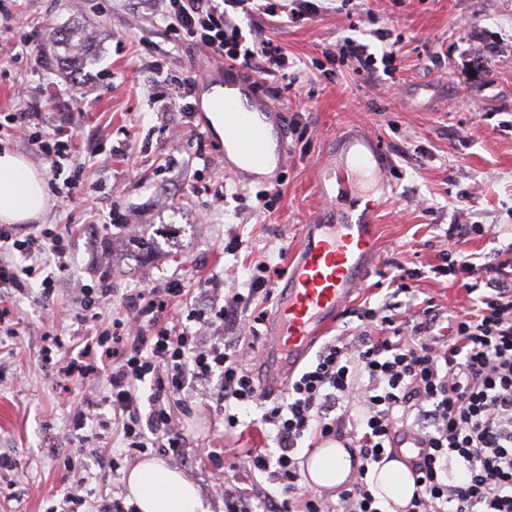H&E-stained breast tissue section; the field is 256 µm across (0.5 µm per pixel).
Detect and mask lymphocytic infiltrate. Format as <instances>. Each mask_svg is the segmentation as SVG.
<instances>
[{
	"label": "lymphocytic infiltrate",
	"instance_id": "obj_1",
	"mask_svg": "<svg viewBox=\"0 0 512 512\" xmlns=\"http://www.w3.org/2000/svg\"><path fill=\"white\" fill-rule=\"evenodd\" d=\"M175 19L176 42L203 48L213 60L257 74L261 81L286 78L288 56L273 41L247 43L230 11L275 16L277 0H164ZM396 47L371 53L367 44L344 38L342 61L358 74L374 76L377 65L392 67ZM68 242L40 231L20 238L0 228V288L21 292L33 268L28 261L65 269ZM446 272L476 300L451 318L450 333L432 335V318H405L375 327L376 312L362 318L371 327L352 341L334 338L314 362L289 381L282 401L268 403L233 344L208 340L209 331L229 323L252 328L258 298H270L273 273L256 266L247 294L225 302L190 303L176 324L166 315L183 293L178 284L142 288L126 301L124 318L90 331V311L105 308V288L82 291L78 330L87 332L85 351L99 353L112 404L113 423L129 455L160 448L184 454V436L170 413L172 394L194 384L211 385L210 397L224 410V425L237 428L235 408L262 405L264 423L275 430L272 452L248 450L244 463L278 485L281 500L264 502L265 512H381L366 481L370 466L394 455L391 438L406 427L428 444L412 475L416 490L403 512H512V245L481 260L448 253ZM149 397H142V387ZM150 411L142 413L141 400ZM362 412L352 416L349 400ZM342 442L360 464L338 493L337 504L300 483L298 451L306 438Z\"/></svg>",
	"mask_w": 512,
	"mask_h": 512
}]
</instances>
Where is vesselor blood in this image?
Listing matches in <instances>:
<instances>
[{
	"instance_id": "vessel-or-blood-1",
	"label": "vessel or blood",
	"mask_w": 512,
	"mask_h": 512,
	"mask_svg": "<svg viewBox=\"0 0 512 512\" xmlns=\"http://www.w3.org/2000/svg\"><path fill=\"white\" fill-rule=\"evenodd\" d=\"M207 108L222 115L224 170L239 176L243 168L264 171L282 167L288 156L283 109L259 97L255 81L240 68L225 67L223 76H206ZM380 142L358 131L340 135L335 157L324 165L316 183L322 209H336V181L368 173L380 163ZM373 204L352 202L340 220L305 225L294 252V270L280 289L267 349L288 361L302 358L309 345L332 327L343 306L368 278L367 260L374 253ZM404 460L417 461L425 442L414 431H400L392 442Z\"/></svg>"
}]
</instances>
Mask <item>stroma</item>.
Masks as SVG:
<instances>
[{
	"label": "stroma",
	"mask_w": 512,
	"mask_h": 512,
	"mask_svg": "<svg viewBox=\"0 0 512 512\" xmlns=\"http://www.w3.org/2000/svg\"><path fill=\"white\" fill-rule=\"evenodd\" d=\"M0 17V113L20 108L19 93L42 112V134L52 140L78 129L82 149L73 162L81 205L62 201L63 184L48 194L38 220L15 225L17 235L42 229L67 234L70 254L54 293L57 346H47L40 277L8 298L18 333H0V454L14 462L0 469V512H46L56 491L85 496L92 512L125 497L124 478L135 459L117 471L95 457L121 455L101 374L74 383L60 370L76 338L72 321L82 287L106 285L114 304L101 310L110 324L130 294L170 282L209 299L214 285L247 293L253 267L268 261L281 288L292 272L291 252L318 209V167L338 136L356 125L386 149L388 194L374 211L377 250L371 275L348 303L332 333L353 337L365 328L360 313L402 320L432 307L434 334H447L448 314L471 307L472 297L450 277L435 274L449 225L480 224L454 245L481 255L512 243V0H331L313 20L235 15L243 29L271 39L287 53V79L267 85L263 97L288 114V161L278 173L282 198L255 211L256 183L224 172V144L196 139L204 113L159 112L155 101L168 80L205 75V51L169 39L162 0H10ZM468 19L471 39L459 25ZM83 25L91 37L80 53L49 40L52 32ZM359 27L360 38L380 52L382 36L400 37L394 75L369 79L335 59L336 44ZM157 57L163 70L140 66ZM104 139L112 157L86 145ZM224 199H216L215 189ZM173 224L175 244L137 247L147 225ZM412 278L396 281L398 268ZM84 403L91 421L74 429L71 409ZM190 416H176L187 438L186 458L171 459L200 487L208 512H224L220 486L277 494L265 476L245 471L235 455L274 448L261 407L238 409V429L224 432L213 402L195 399ZM86 446L82 463L64 466L69 449ZM219 451L222 466L209 452Z\"/></svg>",
	"instance_id": "1"
}]
</instances>
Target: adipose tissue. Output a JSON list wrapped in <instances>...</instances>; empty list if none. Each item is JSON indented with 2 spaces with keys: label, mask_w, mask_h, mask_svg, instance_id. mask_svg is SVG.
<instances>
[{
  "label": "adipose tissue",
  "mask_w": 512,
  "mask_h": 512,
  "mask_svg": "<svg viewBox=\"0 0 512 512\" xmlns=\"http://www.w3.org/2000/svg\"><path fill=\"white\" fill-rule=\"evenodd\" d=\"M48 205L44 178L39 170L10 149L0 150V223L25 224L37 219ZM355 469L350 452L336 442L315 448L305 461L307 485L333 490L345 485ZM367 481L383 506L400 512L410 502L415 485L401 460H389L370 468ZM127 500L137 512H205L195 483L159 457L134 466L125 478Z\"/></svg>",
  "instance_id": "adipose-tissue-1"
}]
</instances>
